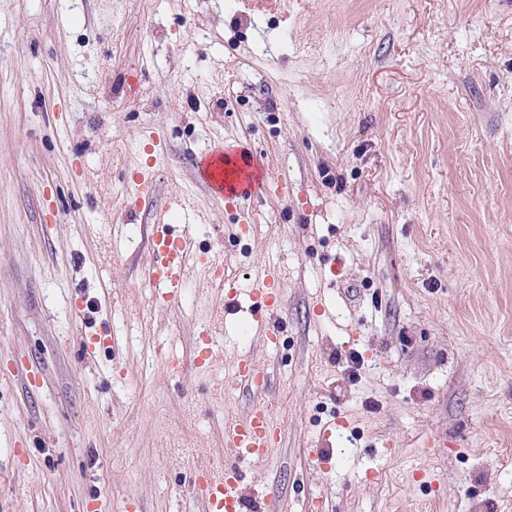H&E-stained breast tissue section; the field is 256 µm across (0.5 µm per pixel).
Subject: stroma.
Returning <instances> with one entry per match:
<instances>
[{
  "label": "stroma",
  "mask_w": 512,
  "mask_h": 512,
  "mask_svg": "<svg viewBox=\"0 0 512 512\" xmlns=\"http://www.w3.org/2000/svg\"><path fill=\"white\" fill-rule=\"evenodd\" d=\"M150 130L168 152L130 216ZM222 141L264 165L234 208L194 167ZM176 188L242 304L183 375L225 300L144 282ZM85 321L116 339L93 366ZM257 403L280 436L244 512H512V0H0V512H203L187 477ZM279 284V270L276 267H264L256 271L249 296L253 302L251 313L256 333L262 337L267 345L275 343L282 333L279 311L281 309V295L277 288ZM237 380L247 383L256 388H262L267 381V376L256 368L250 357H242L236 370Z\"/></svg>",
  "instance_id": "obj_1"
}]
</instances>
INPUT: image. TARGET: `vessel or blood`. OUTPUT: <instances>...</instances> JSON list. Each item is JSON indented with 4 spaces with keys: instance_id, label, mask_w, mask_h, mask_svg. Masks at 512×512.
Masks as SVG:
<instances>
[{
    "instance_id": "1",
    "label": "vessel or blood",
    "mask_w": 512,
    "mask_h": 512,
    "mask_svg": "<svg viewBox=\"0 0 512 512\" xmlns=\"http://www.w3.org/2000/svg\"><path fill=\"white\" fill-rule=\"evenodd\" d=\"M199 177L220 198L232 200L255 195L259 178L253 159L224 148L212 149L198 166ZM153 170L146 167L132 174L126 192L133 206L139 207L153 195ZM187 198L175 191L169 196L165 212L149 227L148 241L151 259L144 271L146 284L156 289L168 303L175 302L192 277L210 280L225 292V308L236 311V289L227 288L224 272L219 269L209 253L195 249L189 235L176 232L172 217L185 213ZM279 271L264 267L256 271L249 296L252 301L254 327L265 343H273L282 332L279 311L281 295L278 290ZM221 349L215 337H208L196 349L190 362L170 363L172 373H183L186 366H199L219 357ZM237 380L260 388L267 381L266 375L256 368L251 358L238 362ZM278 431L268 410L257 406L251 409L244 421L224 425V443L232 460L221 468H197L192 472V485L196 500L203 503L206 512H242L245 496L241 488V464H260L269 458Z\"/></svg>"
}]
</instances>
